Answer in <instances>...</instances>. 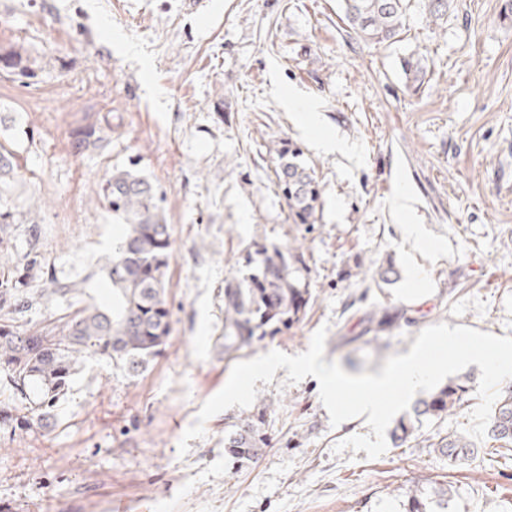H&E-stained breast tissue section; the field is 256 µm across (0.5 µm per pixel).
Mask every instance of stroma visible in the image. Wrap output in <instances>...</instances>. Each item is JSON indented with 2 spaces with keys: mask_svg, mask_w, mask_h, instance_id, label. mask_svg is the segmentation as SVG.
Listing matches in <instances>:
<instances>
[{
  "mask_svg": "<svg viewBox=\"0 0 512 512\" xmlns=\"http://www.w3.org/2000/svg\"><path fill=\"white\" fill-rule=\"evenodd\" d=\"M206 2L195 12L186 0H0V45L38 62L30 79L0 71V137L24 174L0 193L17 213L0 234V267L35 252L29 287L50 274L110 302L101 267L124 227L96 191L115 166L158 186L174 238L164 353L135 375L89 357L49 428L0 426V512H401L399 488L417 481L452 483L453 512H512V458L490 439L454 466L432 448L464 431L474 395L371 459L334 451L370 434L366 420L331 426L318 381L286 383L281 368L255 384L268 406L262 456L238 465L224 454L225 428L253 405L213 416L178 452L232 369L215 339L224 282L242 277L248 247L301 246L314 294L304 319L255 355L302 353L324 326V362L377 374L437 323L512 336V0H453L439 25L411 0L390 44L348 33L339 0ZM411 57L426 66L415 92L402 68ZM290 92L347 152L315 147L282 105ZM105 122L106 147L72 150L76 128ZM283 140L315 167L317 224L292 223L274 184ZM403 192L405 214L394 207ZM374 263L391 264L395 280L373 279ZM377 308L400 316L378 340Z\"/></svg>",
  "mask_w": 512,
  "mask_h": 512,
  "instance_id": "obj_1",
  "label": "stroma"
}]
</instances>
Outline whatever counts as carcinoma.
Wrapping results in <instances>:
<instances>
[{
	"label": "carcinoma",
	"mask_w": 512,
	"mask_h": 512,
	"mask_svg": "<svg viewBox=\"0 0 512 512\" xmlns=\"http://www.w3.org/2000/svg\"><path fill=\"white\" fill-rule=\"evenodd\" d=\"M408 0H341L346 26L365 41L394 40L405 20ZM450 0H428L430 21L448 18ZM35 61L12 44L0 46V69L28 78ZM112 137V124H91L75 131L72 148L81 152ZM277 186L295 224L317 223L321 188L315 171L302 160L301 148L282 141L276 149ZM20 177L12 143L0 141V190ZM112 215L126 224L120 246L102 268L115 299L105 308L84 300L77 283L49 280L43 288L27 287L24 271L0 270V369L11 392L12 406L0 408V424L23 419L27 425L51 415L65 397L84 359L100 355L133 374L144 370L165 350L172 333L167 272L173 257L170 225L156 185L130 167H116L99 185ZM298 248L261 246L246 254L250 272L224 283V335L216 343L231 361L266 336L291 329L306 312L310 293L294 268ZM44 303L65 300L75 311L53 314L35 327L19 324L34 298ZM399 316L386 310L371 313L375 332L388 333ZM470 378L456 377L420 397L412 415L399 420L392 431L395 447L404 445L422 421L459 412L467 401ZM22 417H17V413ZM488 435L503 454L512 451V385L503 387L491 416ZM269 445L257 419H240L224 435V454L235 461H251ZM453 465L464 458L472 442L464 434L434 444ZM403 512H448L454 493L448 488L414 485L404 489Z\"/></svg>",
	"instance_id": "1"
}]
</instances>
